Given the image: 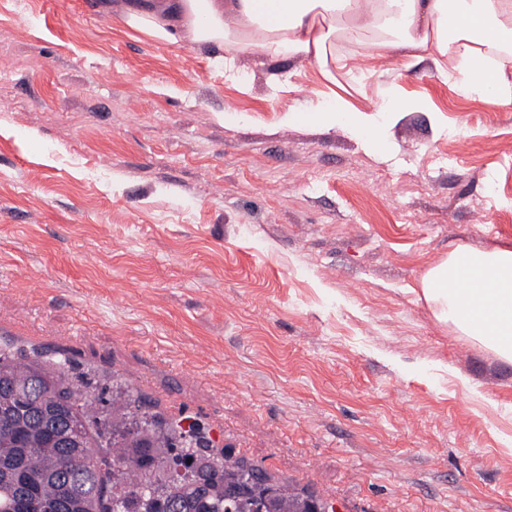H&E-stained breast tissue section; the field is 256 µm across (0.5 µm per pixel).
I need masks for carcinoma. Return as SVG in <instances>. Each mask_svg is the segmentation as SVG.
<instances>
[{
    "label": "carcinoma",
    "mask_w": 512,
    "mask_h": 512,
    "mask_svg": "<svg viewBox=\"0 0 512 512\" xmlns=\"http://www.w3.org/2000/svg\"><path fill=\"white\" fill-rule=\"evenodd\" d=\"M113 383L112 415L92 419L65 363L0 350V512H326Z\"/></svg>",
    "instance_id": "obj_1"
}]
</instances>
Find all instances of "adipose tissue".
I'll return each instance as SVG.
<instances>
[{
    "instance_id": "obj_1",
    "label": "adipose tissue",
    "mask_w": 512,
    "mask_h": 512,
    "mask_svg": "<svg viewBox=\"0 0 512 512\" xmlns=\"http://www.w3.org/2000/svg\"><path fill=\"white\" fill-rule=\"evenodd\" d=\"M126 23L151 37L224 44L233 56L252 48L317 63L325 81L333 68L385 59L407 69L429 59L462 94L512 106V54L486 66L487 50L512 43V0H127ZM324 106L286 121L354 131L370 155L386 144L385 128L407 102L358 108L335 89ZM421 294L438 320L489 345L512 362V248H458L422 277Z\"/></svg>"
}]
</instances>
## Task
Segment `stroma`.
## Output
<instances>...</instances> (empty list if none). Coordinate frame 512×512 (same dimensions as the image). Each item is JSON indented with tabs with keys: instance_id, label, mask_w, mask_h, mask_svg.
I'll use <instances>...</instances> for the list:
<instances>
[{
	"instance_id": "stroma-1",
	"label": "stroma",
	"mask_w": 512,
	"mask_h": 512,
	"mask_svg": "<svg viewBox=\"0 0 512 512\" xmlns=\"http://www.w3.org/2000/svg\"><path fill=\"white\" fill-rule=\"evenodd\" d=\"M125 0H0V348L112 379L336 512H512V362L436 319L427 270L512 245V107L431 62L337 71L425 101L381 156L316 63L129 27ZM386 181L384 194L372 193Z\"/></svg>"
}]
</instances>
